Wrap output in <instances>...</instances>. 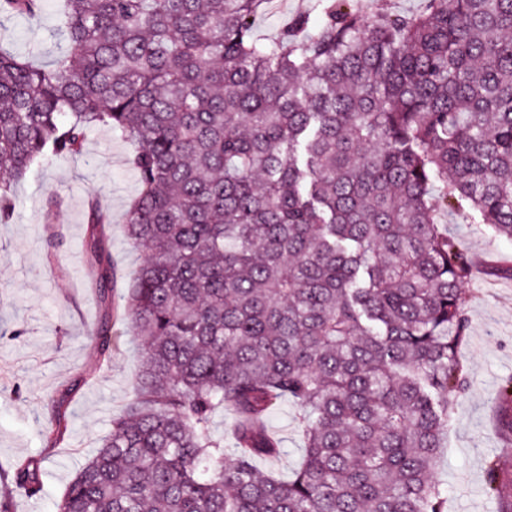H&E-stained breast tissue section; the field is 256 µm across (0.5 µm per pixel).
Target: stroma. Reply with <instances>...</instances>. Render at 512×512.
I'll return each mask as SVG.
<instances>
[{
  "instance_id": "35a3bbf8",
  "label": "stroma",
  "mask_w": 512,
  "mask_h": 512,
  "mask_svg": "<svg viewBox=\"0 0 512 512\" xmlns=\"http://www.w3.org/2000/svg\"><path fill=\"white\" fill-rule=\"evenodd\" d=\"M311 7L312 0H273L254 34L270 42ZM0 44L21 54L36 51L38 63L52 62L67 47L56 5L48 4L37 19L0 18ZM131 151L118 133L90 129L81 155L48 161L15 185V215L0 224V323L22 330L16 338L0 337V463L40 460L38 512H56L70 478L123 411L141 370V342L122 312L143 257L124 233L126 211L139 190L128 164ZM49 193L61 199L51 215L43 205ZM93 195L112 218L108 235L116 278L108 305L86 276V211ZM438 221L475 273L461 350L468 387L458 400L435 478L448 495V512H497L494 496L485 490V467L502 452L493 398L512 377V273L499 269L501 260L512 262V241L495 236L468 209L439 215ZM107 315L112 352L105 360L94 330ZM57 399L65 402L68 432L63 443L49 448L42 432L49 404ZM296 415L285 402L271 411L269 424L284 452L260 461L261 469L285 477L298 465L302 440Z\"/></svg>"
}]
</instances>
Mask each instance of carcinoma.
Returning a JSON list of instances; mask_svg holds the SVG:
<instances>
[{"instance_id": "carcinoma-1", "label": "carcinoma", "mask_w": 512, "mask_h": 512, "mask_svg": "<svg viewBox=\"0 0 512 512\" xmlns=\"http://www.w3.org/2000/svg\"><path fill=\"white\" fill-rule=\"evenodd\" d=\"M66 51L0 47V221L13 186L105 126L134 145L124 314L144 345L123 412L57 512H448L433 471L466 383L471 265L436 223L463 204L512 240V0L416 14L316 0L270 44L269 0H62ZM46 0H0L35 18ZM110 223L92 279L112 306ZM112 320L95 330L101 353ZM300 411L302 461L258 468ZM512 444V379L494 398ZM230 409L231 445L211 430ZM67 430L57 410L44 437ZM500 462L487 467L498 500ZM0 512L42 492L0 466ZM296 410L282 402L274 407L269 416V424L283 442L284 453L275 459L259 460L263 470H272L283 477L296 468L301 457L302 440L297 431Z\"/></svg>"}]
</instances>
